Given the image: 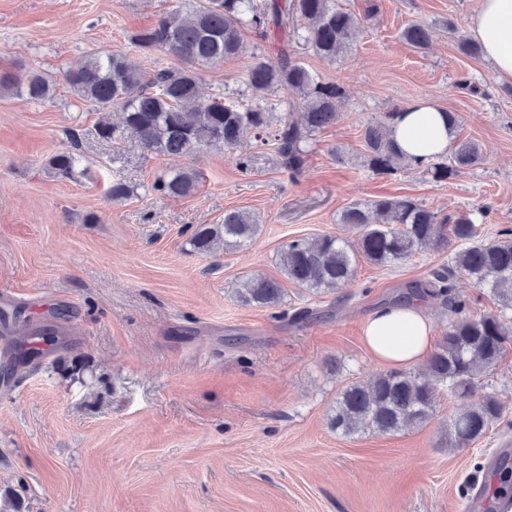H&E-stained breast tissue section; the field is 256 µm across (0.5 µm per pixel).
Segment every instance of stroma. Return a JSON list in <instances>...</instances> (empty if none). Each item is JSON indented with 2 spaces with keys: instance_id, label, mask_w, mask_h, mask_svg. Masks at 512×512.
I'll return each mask as SVG.
<instances>
[{
  "instance_id": "35a3bbf8",
  "label": "stroma",
  "mask_w": 512,
  "mask_h": 512,
  "mask_svg": "<svg viewBox=\"0 0 512 512\" xmlns=\"http://www.w3.org/2000/svg\"><path fill=\"white\" fill-rule=\"evenodd\" d=\"M373 1L376 18L346 54L302 56L343 95L294 180L253 133L238 151L171 160L131 134L101 138L100 113L72 97L62 80L71 64L100 51L138 57L129 34L186 0H0V71L58 81L43 103L0 95V312L57 336L23 368L0 352V512H463L476 486L504 512L487 487L492 459L512 446V350L475 380V397L496 396L504 416L468 447L448 445V420L467 401L445 390L423 425L394 435L329 425L341 390L384 370L363 344L366 319L446 264L447 251L382 268L359 262L332 294L287 282L275 306L236 296L248 274L280 278L288 241L355 240L340 221L354 204L409 196L444 214L484 206V238L512 228V96L442 27L451 17L466 31L476 0ZM412 21L438 26L428 50L401 39ZM462 74L486 96L462 93ZM200 90L252 97L238 59L204 67ZM420 98L456 115L457 139L482 148L479 167L438 183L416 168L389 176L363 165L364 127ZM65 151L79 157L72 180L48 169ZM174 166L200 173L193 196L153 192ZM117 179L131 189L121 201L108 195ZM235 208L261 221L251 244L194 252L195 226L223 223ZM305 310L311 318L299 320Z\"/></svg>"
}]
</instances>
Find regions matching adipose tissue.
I'll use <instances>...</instances> for the list:
<instances>
[{"label":"adipose tissue","mask_w":512,"mask_h":512,"mask_svg":"<svg viewBox=\"0 0 512 512\" xmlns=\"http://www.w3.org/2000/svg\"><path fill=\"white\" fill-rule=\"evenodd\" d=\"M468 35L480 45L498 81L512 84V0H479ZM392 137L405 162L416 168L426 167L448 151L450 117L432 100H416L397 115ZM363 337L382 363L407 367L429 353L432 325L423 303L413 300L375 310L364 325Z\"/></svg>","instance_id":"obj_1"}]
</instances>
